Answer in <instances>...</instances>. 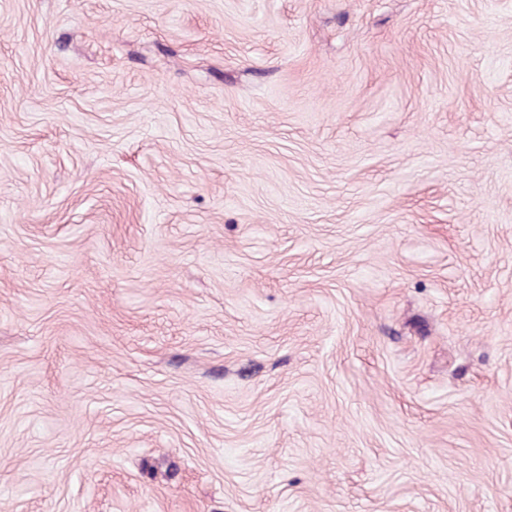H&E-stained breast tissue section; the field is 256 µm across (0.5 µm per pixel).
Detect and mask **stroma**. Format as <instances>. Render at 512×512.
<instances>
[{"label":"stroma","instance_id":"obj_1","mask_svg":"<svg viewBox=\"0 0 512 512\" xmlns=\"http://www.w3.org/2000/svg\"><path fill=\"white\" fill-rule=\"evenodd\" d=\"M0 512H512V0H0Z\"/></svg>","mask_w":512,"mask_h":512}]
</instances>
